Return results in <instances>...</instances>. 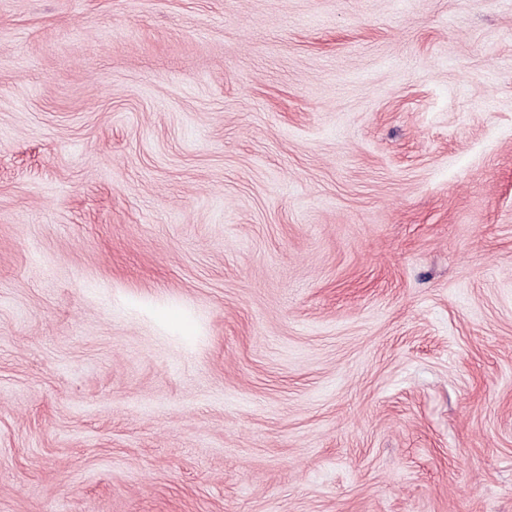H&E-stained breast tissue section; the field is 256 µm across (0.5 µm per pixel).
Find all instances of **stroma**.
Returning <instances> with one entry per match:
<instances>
[{
    "instance_id": "stroma-1",
    "label": "stroma",
    "mask_w": 512,
    "mask_h": 512,
    "mask_svg": "<svg viewBox=\"0 0 512 512\" xmlns=\"http://www.w3.org/2000/svg\"><path fill=\"white\" fill-rule=\"evenodd\" d=\"M0 512H512V0H0Z\"/></svg>"
}]
</instances>
